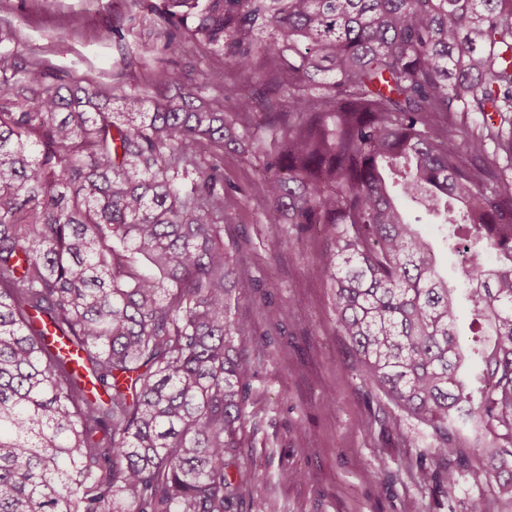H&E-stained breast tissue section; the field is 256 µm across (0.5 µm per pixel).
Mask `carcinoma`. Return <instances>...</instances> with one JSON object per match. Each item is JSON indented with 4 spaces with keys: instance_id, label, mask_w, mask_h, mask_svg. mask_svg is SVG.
Masks as SVG:
<instances>
[{
    "instance_id": "obj_1",
    "label": "carcinoma",
    "mask_w": 512,
    "mask_h": 512,
    "mask_svg": "<svg viewBox=\"0 0 512 512\" xmlns=\"http://www.w3.org/2000/svg\"><path fill=\"white\" fill-rule=\"evenodd\" d=\"M158 14L155 79L177 92L150 107L119 78L25 61L0 77V512H237L251 341L224 244L234 195L205 141L261 146L265 222L321 231L355 368L430 439L423 482L451 500L465 480L487 492L469 512H512V0ZM187 36L223 97L181 86ZM410 206L465 250L464 287Z\"/></svg>"
}]
</instances>
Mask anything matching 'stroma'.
<instances>
[{
  "label": "stroma",
  "mask_w": 512,
  "mask_h": 512,
  "mask_svg": "<svg viewBox=\"0 0 512 512\" xmlns=\"http://www.w3.org/2000/svg\"><path fill=\"white\" fill-rule=\"evenodd\" d=\"M162 0H0V74L19 61L103 84L115 77L150 97L165 39ZM121 26L122 44L103 40ZM207 161L239 186L224 225L243 286L236 312L253 345L247 415L230 468L240 487L238 512H467L462 485L448 499L424 484L421 449L405 444L412 427L351 365L336 330L331 292L318 262L322 236L303 224H269L252 199L259 153L204 145ZM290 243L273 253L275 236ZM278 319H269V312ZM334 400L325 412V396Z\"/></svg>",
  "instance_id": "obj_1"
}]
</instances>
